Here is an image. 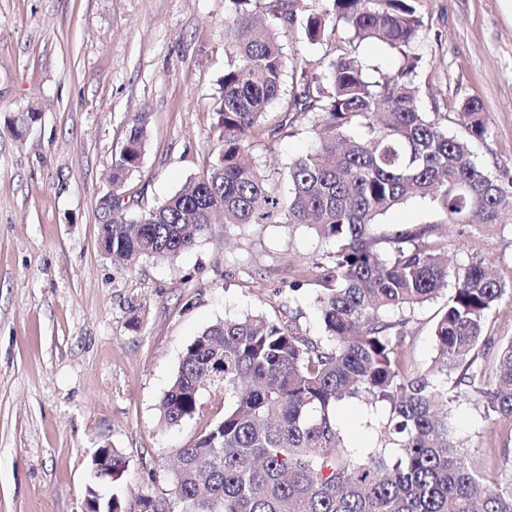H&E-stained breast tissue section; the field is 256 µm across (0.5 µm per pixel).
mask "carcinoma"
<instances>
[{
    "instance_id": "obj_1",
    "label": "carcinoma",
    "mask_w": 512,
    "mask_h": 512,
    "mask_svg": "<svg viewBox=\"0 0 512 512\" xmlns=\"http://www.w3.org/2000/svg\"><path fill=\"white\" fill-rule=\"evenodd\" d=\"M251 2L229 0L225 16L217 159L189 187L136 215L120 209L112 191L120 222L104 231L112 262L128 265L176 257L217 215L232 225L305 224L334 245L316 297L326 338L291 320L246 315L207 327L186 347L161 401L163 421L193 419L206 388L224 395V415L174 451L179 512H512V470L486 484L448 424V404L468 388L485 418L512 421V338L495 339L488 324L512 297V282L481 261L449 267L429 225L387 232L380 223L414 197L436 204L446 224L491 235L504 228L512 191L472 151L488 131L482 103L461 105V138L448 134V115L421 108L411 64L372 80L343 53L316 83L294 64L282 125L308 120L316 148L289 163L284 198L256 164L251 139L267 132L263 114L281 99L287 57L276 30L255 24ZM338 21L352 38L405 56L422 26L412 0H323L306 19V39L322 42ZM353 128L360 135H348ZM148 141L136 123L113 161V184L140 167ZM450 281L433 328L436 355L426 373L413 375L401 348L406 313ZM494 344L495 355L477 364ZM346 398L388 408L361 456L346 449L337 421ZM109 464L114 483L127 470L122 451L100 448L94 485L107 484L100 473Z\"/></svg>"
}]
</instances>
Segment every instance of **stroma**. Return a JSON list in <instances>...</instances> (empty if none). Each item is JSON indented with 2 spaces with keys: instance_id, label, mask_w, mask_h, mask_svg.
Returning a JSON list of instances; mask_svg holds the SVG:
<instances>
[{
  "instance_id": "35a3bbf8",
  "label": "stroma",
  "mask_w": 512,
  "mask_h": 512,
  "mask_svg": "<svg viewBox=\"0 0 512 512\" xmlns=\"http://www.w3.org/2000/svg\"><path fill=\"white\" fill-rule=\"evenodd\" d=\"M289 57L322 75L338 52L371 77L404 56L351 42L344 24L318 44L304 36L320 0H260ZM422 19L412 52L424 111L448 115L466 134L460 105L479 100L488 132L476 161L512 180V0H415ZM227 0H0V512H85L92 455L117 448L128 468L114 484L132 512L140 496L172 498L173 452L224 401L203 390L194 419L166 426L160 402L182 354L204 329L261 312L320 337L315 298L330 250L301 225H210L171 260L124 266L99 248L100 202L112 162L135 119L149 142L120 188L128 213L146 211L197 179L219 154L217 109L228 58ZM291 20H282V12ZM40 117L25 136L12 119ZM273 103L253 154L280 194L287 165L315 146L308 125L284 128ZM387 229L433 226L449 263L480 260L512 278V218L487 236L444 223L432 204L409 199L381 219ZM446 296L411 314L402 343L411 373L428 370ZM346 443L367 445L377 415L355 399L337 406ZM456 438L487 477L512 466V422L486 420L474 395L448 407Z\"/></svg>"
}]
</instances>
